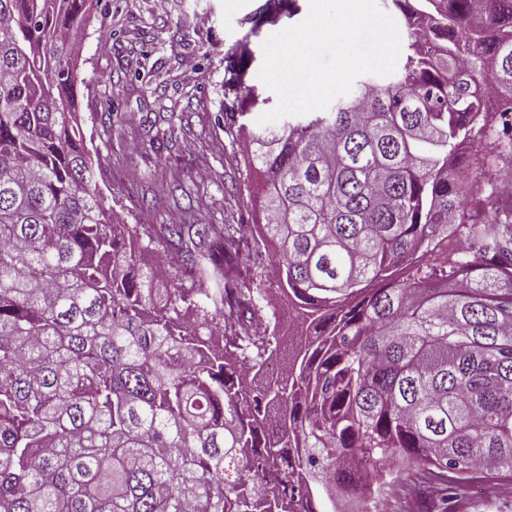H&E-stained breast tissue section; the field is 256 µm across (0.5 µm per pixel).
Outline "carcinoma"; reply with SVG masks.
I'll return each mask as SVG.
<instances>
[{
    "label": "carcinoma",
    "mask_w": 512,
    "mask_h": 512,
    "mask_svg": "<svg viewBox=\"0 0 512 512\" xmlns=\"http://www.w3.org/2000/svg\"><path fill=\"white\" fill-rule=\"evenodd\" d=\"M390 2L398 71L276 127L247 128L264 102L226 57L260 223L140 230L76 109L94 0H0V512H318L398 463V494L446 504L450 473L512 477V178L489 175L512 0Z\"/></svg>",
    "instance_id": "cac0c4a2"
}]
</instances>
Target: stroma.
Masks as SVG:
<instances>
[{"instance_id": "1", "label": "stroma", "mask_w": 512, "mask_h": 512, "mask_svg": "<svg viewBox=\"0 0 512 512\" xmlns=\"http://www.w3.org/2000/svg\"><path fill=\"white\" fill-rule=\"evenodd\" d=\"M263 2L97 0L75 42L78 102L98 190L122 223H253L242 142L224 130V55L252 57L247 84L270 96L262 45L309 7L251 30ZM112 111L125 141L108 135ZM450 512H512V478L473 476Z\"/></svg>"}]
</instances>
